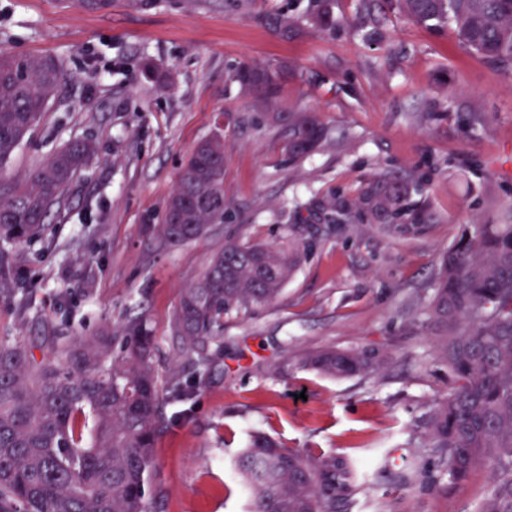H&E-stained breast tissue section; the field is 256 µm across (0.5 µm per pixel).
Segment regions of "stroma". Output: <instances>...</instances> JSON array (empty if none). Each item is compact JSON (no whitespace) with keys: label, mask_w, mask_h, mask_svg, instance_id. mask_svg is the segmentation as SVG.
Returning <instances> with one entry per match:
<instances>
[{"label":"stroma","mask_w":512,"mask_h":512,"mask_svg":"<svg viewBox=\"0 0 512 512\" xmlns=\"http://www.w3.org/2000/svg\"><path fill=\"white\" fill-rule=\"evenodd\" d=\"M313 0H112L87 11L70 0H0V50L50 58L59 87L39 123L0 164L6 194L70 140L96 152L48 212L46 233L0 242V278L28 301L0 298V340L76 341L104 323L144 315L161 380L191 376L172 337L181 288L225 238L277 245L302 227V264L274 303L224 318V355L187 404L167 403L153 475L164 512H249L236 460L256 433L313 455H345L364 490L344 512H477L487 471L460 485L395 475L430 467L419 421L453 384L420 311L439 256L470 224L512 214V70L465 47L448 26L394 5L335 0L333 30L307 20ZM302 29L278 36L272 20ZM167 84L142 74L144 60ZM285 67L262 102L232 80L242 65ZM314 112L321 146L294 162L287 125L270 112ZM224 136L223 223L206 237L163 245L159 223L183 160ZM410 187L402 216H364L375 176ZM339 200L338 222L322 207ZM380 347L373 377L330 379L302 368L316 347ZM46 348L37 347L36 358Z\"/></svg>","instance_id":"1"}]
</instances>
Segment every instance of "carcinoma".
Masks as SVG:
<instances>
[{"label": "carcinoma", "mask_w": 512, "mask_h": 512, "mask_svg": "<svg viewBox=\"0 0 512 512\" xmlns=\"http://www.w3.org/2000/svg\"><path fill=\"white\" fill-rule=\"evenodd\" d=\"M420 23L448 24L488 61L512 66V0H397ZM332 0H315L310 16L335 24ZM61 76L53 60L0 53V164L39 121ZM234 80L264 98L278 74L241 66ZM291 130L288 156L314 152L326 129L313 112H277ZM95 151L75 140L51 155L30 179L0 197V241L22 243L47 231L45 218ZM406 189L372 182L364 214L394 218ZM224 141L198 143L182 164L161 223L145 230L161 243L185 245L224 223ZM301 248L294 233L275 247L227 240L203 274L181 289L172 328L187 359L208 369L221 342L224 315L271 304L295 274ZM422 325L455 386L423 420L439 479L467 482L492 474L481 512H512V223L470 224L440 258ZM52 357L36 360L22 340L0 341V512H160L152 462L165 423L153 363L154 336L140 317L119 331L104 326L70 345L46 336ZM386 362L378 347L307 351L303 366L342 379L373 376ZM250 512H342L363 488L355 461L313 457L265 435L237 461Z\"/></svg>", "instance_id": "cac0c4a2"}]
</instances>
